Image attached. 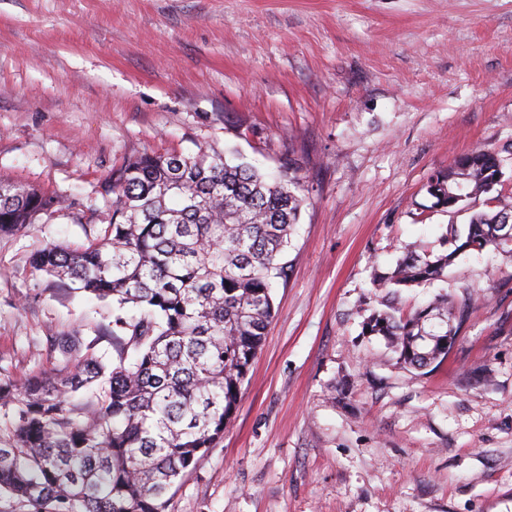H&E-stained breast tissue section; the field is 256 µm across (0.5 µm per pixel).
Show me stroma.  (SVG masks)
<instances>
[{
    "label": "stroma",
    "mask_w": 512,
    "mask_h": 512,
    "mask_svg": "<svg viewBox=\"0 0 512 512\" xmlns=\"http://www.w3.org/2000/svg\"><path fill=\"white\" fill-rule=\"evenodd\" d=\"M512 189V0H0V181L65 204L0 235V379L54 375L51 339L112 351L111 301L29 265L112 215L143 153L231 149L307 203L224 438L167 512H512V261L455 260L378 293L464 224L426 191L471 151ZM472 303L445 360L400 364L372 310Z\"/></svg>",
    "instance_id": "stroma-1"
}]
</instances>
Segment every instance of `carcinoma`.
<instances>
[{
	"label": "carcinoma",
	"instance_id": "carcinoma-1",
	"mask_svg": "<svg viewBox=\"0 0 512 512\" xmlns=\"http://www.w3.org/2000/svg\"><path fill=\"white\" fill-rule=\"evenodd\" d=\"M502 177L498 155L478 149L431 178L436 204L468 213V223L447 225L441 253L408 251L392 270L374 272V286L431 284L471 251L511 258L503 227L512 226V196ZM109 181L112 217L96 238L29 256L34 270L112 300L115 357L60 337L55 376L20 387L0 380V495L26 512H167L172 489L235 419L306 202L293 166L270 180L215 151L145 153ZM62 203L0 181V235ZM469 310L445 297L408 315L389 306L366 317L363 333L423 370L448 356V327L460 328Z\"/></svg>",
	"mask_w": 512,
	"mask_h": 512
}]
</instances>
